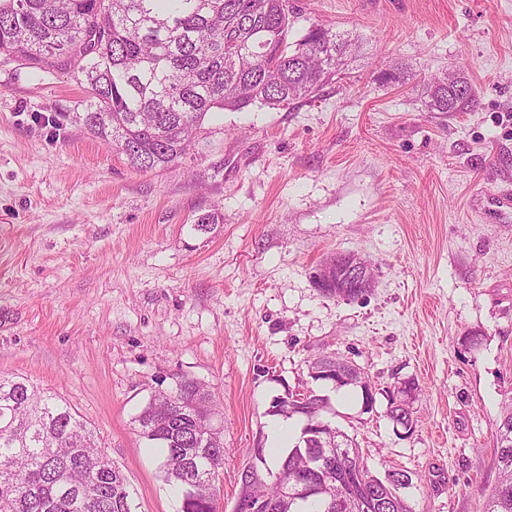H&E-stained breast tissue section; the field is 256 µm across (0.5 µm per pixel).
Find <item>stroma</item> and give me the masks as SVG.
<instances>
[{"label":"stroma","mask_w":512,"mask_h":512,"mask_svg":"<svg viewBox=\"0 0 512 512\" xmlns=\"http://www.w3.org/2000/svg\"><path fill=\"white\" fill-rule=\"evenodd\" d=\"M359 35L348 84L284 107L210 115L177 166L136 172L78 119L81 77L0 58V374L70 405L120 468L133 512H179L135 416L185 375L224 422L219 512L245 470L276 469L273 403L333 353L375 391L322 414L373 475L408 471L414 512H483L496 431L512 402V0H289ZM407 65H450L479 90L472 112H428ZM224 222L194 231L198 216ZM366 259L375 284L346 301L311 276L327 257ZM478 345H469L471 335ZM414 385L412 429L388 416Z\"/></svg>","instance_id":"stroma-1"}]
</instances>
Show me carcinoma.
Masks as SVG:
<instances>
[{"mask_svg": "<svg viewBox=\"0 0 512 512\" xmlns=\"http://www.w3.org/2000/svg\"><path fill=\"white\" fill-rule=\"evenodd\" d=\"M288 0H0V55L36 68L71 67L85 77L88 99L83 126L137 172L179 163L215 109L241 111L257 103L288 105L312 99L340 78L350 35L319 24L292 36ZM415 78L399 65L377 76L381 84ZM427 112H469L478 92L454 68L422 86ZM224 216L207 213L194 229L210 232ZM310 377L337 387L359 386L357 367L336 354L321 355ZM152 393L134 424L162 456L164 480L181 497L180 512H217L224 440L195 439L202 419L219 415L218 403L194 380L173 378ZM301 401L274 402V413L306 418L298 442L268 472L262 495L271 512H413L408 502L382 488L348 436L320 413L327 398L312 391ZM390 418L408 429L401 402ZM496 485L484 512H512V405L496 431ZM93 432L71 407L24 380L0 374V512H132L126 480ZM351 457L359 487L355 502L329 494L336 463ZM202 494L186 499V480ZM298 491L283 495L281 481Z\"/></svg>", "mask_w": 512, "mask_h": 512, "instance_id": "cac0c4a2", "label": "carcinoma"}]
</instances>
